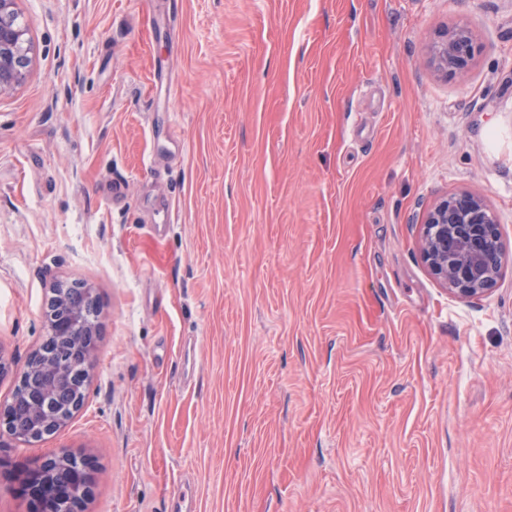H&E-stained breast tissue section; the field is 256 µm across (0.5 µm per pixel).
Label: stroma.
I'll return each mask as SVG.
<instances>
[{"mask_svg": "<svg viewBox=\"0 0 512 512\" xmlns=\"http://www.w3.org/2000/svg\"><path fill=\"white\" fill-rule=\"evenodd\" d=\"M0 95V404L55 284L100 300L84 512H512V0H16ZM470 31L465 79L429 47ZM482 197L497 283L420 253ZM16 0H0V94L10 90L25 75L33 45L14 8ZM421 255L450 293L461 299L481 296L496 283L502 267L496 215L467 193L442 199L422 224Z\"/></svg>", "mask_w": 512, "mask_h": 512, "instance_id": "35a3bbf8", "label": "stroma"}]
</instances>
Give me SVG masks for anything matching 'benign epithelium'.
<instances>
[{
  "label": "benign epithelium",
  "mask_w": 512,
  "mask_h": 512,
  "mask_svg": "<svg viewBox=\"0 0 512 512\" xmlns=\"http://www.w3.org/2000/svg\"><path fill=\"white\" fill-rule=\"evenodd\" d=\"M15 0H0V94L25 75L33 45L18 21ZM473 53L464 27L441 35L430 48L438 67L460 77L467 72ZM421 255L435 278L461 299L488 291L500 276L502 245L494 212L479 197L461 193L438 202L422 224ZM92 297L88 288L58 284L52 289L47 320L63 359L30 358L22 372L21 393L0 405V437L23 441L56 433L83 402L78 389L89 379L93 345L99 336L96 324L80 326V316ZM31 492L33 512H83L94 488L88 463L62 453L34 461L22 474Z\"/></svg>",
  "instance_id": "obj_1"
}]
</instances>
